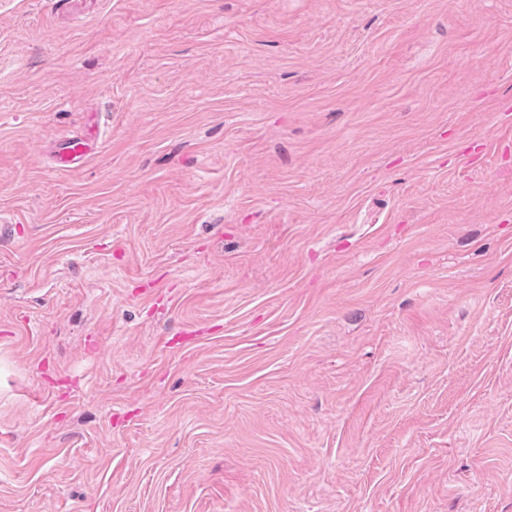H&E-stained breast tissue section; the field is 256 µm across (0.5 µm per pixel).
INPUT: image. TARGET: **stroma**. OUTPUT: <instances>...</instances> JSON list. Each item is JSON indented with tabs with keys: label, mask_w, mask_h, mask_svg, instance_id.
Segmentation results:
<instances>
[{
	"label": "stroma",
	"mask_w": 512,
	"mask_h": 512,
	"mask_svg": "<svg viewBox=\"0 0 512 512\" xmlns=\"http://www.w3.org/2000/svg\"><path fill=\"white\" fill-rule=\"evenodd\" d=\"M0 512H512V0H0ZM89 151L90 142L87 136L81 135L69 138L67 145L61 149L56 157V169L66 171L78 167L83 163Z\"/></svg>",
	"instance_id": "obj_1"
}]
</instances>
